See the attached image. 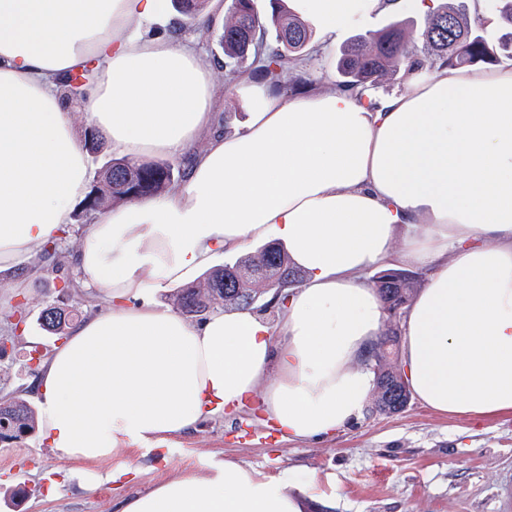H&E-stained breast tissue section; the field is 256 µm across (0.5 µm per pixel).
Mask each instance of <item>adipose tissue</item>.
I'll use <instances>...</instances> for the list:
<instances>
[{"label": "adipose tissue", "mask_w": 512, "mask_h": 512, "mask_svg": "<svg viewBox=\"0 0 512 512\" xmlns=\"http://www.w3.org/2000/svg\"><path fill=\"white\" fill-rule=\"evenodd\" d=\"M283 5L326 44L385 7ZM169 8L0 0V274L72 224L87 192L89 158L59 80L85 76L84 110L115 154L196 149L177 190L86 226L78 265L109 305L43 365L41 442L84 474L245 408L285 439L332 436L362 416L374 387L359 362L387 312L364 275L399 264L429 270L403 316L417 398L446 415L512 412V68L415 71L375 109L348 91L290 95L246 74L247 120L224 134L212 129L216 86L197 53L129 31ZM268 238L305 274L277 323L240 309L191 325L159 306V293L195 280L217 252ZM315 487L212 459L119 509L303 512Z\"/></svg>", "instance_id": "ef3b65f1"}]
</instances>
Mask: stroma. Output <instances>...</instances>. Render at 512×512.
Instances as JSON below:
<instances>
[{"label":"stroma","instance_id":"1","mask_svg":"<svg viewBox=\"0 0 512 512\" xmlns=\"http://www.w3.org/2000/svg\"><path fill=\"white\" fill-rule=\"evenodd\" d=\"M412 12L391 5L364 25L351 27L323 48L311 42V53L299 69L312 77V91L334 86L333 62L341 45L358 32H374ZM223 17L202 15L188 20L172 12L159 30L176 42L194 47L216 83V112L229 114L216 130L233 132L246 119L235 89L226 87L224 53L218 35ZM82 238H71L72 255L63 272L32 269L22 263L0 276V337L15 336L14 349L0 357V396L18 395L34 402L39 368L31 349L49 355L58 337L42 330L39 314L49 304L80 307L85 315L102 312L106 299L90 287L76 257ZM77 287L59 291L61 276ZM27 302L22 327H15L13 307ZM166 456L129 452L126 463L136 479L122 488L111 483H78L61 473L59 453L43 446L37 433L18 443H0V512H118L122 496L144 493L187 468H201L210 456L232 458L255 469L288 472L298 482L318 478L319 489L307 512H512V414L492 417L443 415L411 399L405 410L384 415L365 410L351 426L323 440L282 439L249 410L209 418L171 438ZM57 480L55 496H47L48 480Z\"/></svg>","mask_w":512,"mask_h":512}]
</instances>
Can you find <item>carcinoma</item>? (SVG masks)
Masks as SVG:
<instances>
[{
	"instance_id": "carcinoma-1",
	"label": "carcinoma",
	"mask_w": 512,
	"mask_h": 512,
	"mask_svg": "<svg viewBox=\"0 0 512 512\" xmlns=\"http://www.w3.org/2000/svg\"><path fill=\"white\" fill-rule=\"evenodd\" d=\"M497 2L498 19L505 29L498 46H493L484 36L483 20L469 17L465 0H446L425 16L416 37L401 22L353 37L334 64V85L362 93L378 89L401 69L409 72L425 67L433 71L495 66L504 58L512 61V0ZM174 4L181 14L194 18L202 13L206 0H174ZM270 27L275 32L274 48L267 42ZM310 37L309 26L282 7L273 10L266 22L259 16L255 0H232L219 45L228 72L251 56L259 77L279 91L296 93L308 85L296 73V61ZM134 184L140 186L142 200L169 193L175 187L174 166L167 161L111 159L82 201L80 215L90 222L110 208L134 201L131 195ZM70 232L66 228L58 239L42 245L35 253L36 266L55 271L64 268L69 251L63 248V243ZM302 282L301 271L291 265L287 253L267 244L253 255L215 269L204 283L179 289L174 302L182 314L201 320L218 311L240 308L264 312L273 306V299L266 298L267 294ZM371 282L387 311L397 316L395 320L387 317L380 338L365 359L375 377L374 409L387 414L393 405H403L411 399V391L395 388L403 376L396 345L401 335L398 317L417 289L418 276L408 270L391 268L377 272ZM76 318L75 307L49 304L41 311L40 325L52 335L65 336ZM34 423V411L24 399L5 397L0 402V442L23 439L33 430Z\"/></svg>"
}]
</instances>
